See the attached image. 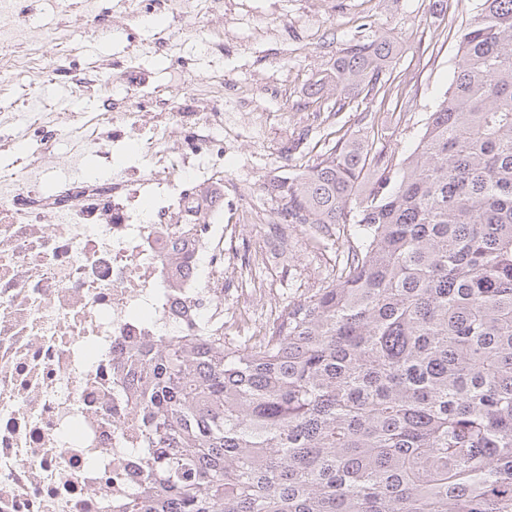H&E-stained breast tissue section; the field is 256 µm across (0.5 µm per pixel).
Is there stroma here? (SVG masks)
Returning <instances> with one entry per match:
<instances>
[{
	"label": "stroma",
	"mask_w": 512,
	"mask_h": 512,
	"mask_svg": "<svg viewBox=\"0 0 512 512\" xmlns=\"http://www.w3.org/2000/svg\"><path fill=\"white\" fill-rule=\"evenodd\" d=\"M479 0H225L224 107L236 109L237 91L261 83L266 93L256 110L240 120L243 137L226 156L224 212L254 224L259 239L274 248L288 239V253L252 268L254 282L270 285L264 304L283 305L289 296L319 287L334 254L319 245L313 227L281 229L279 199L266 184L281 173L316 162L322 135L359 141L400 168L415 148L431 112L447 90L458 62L462 23ZM390 34L393 59L388 81L369 121L356 104L330 113L326 99L309 91L330 73L350 41ZM251 189L254 215H241L235 197L240 185Z\"/></svg>",
	"instance_id": "stroma-1"
}]
</instances>
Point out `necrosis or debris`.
<instances>
[{"label": "necrosis or debris", "mask_w": 512, "mask_h": 512, "mask_svg": "<svg viewBox=\"0 0 512 512\" xmlns=\"http://www.w3.org/2000/svg\"><path fill=\"white\" fill-rule=\"evenodd\" d=\"M53 23L0 0V512H121L148 482L142 414L125 397L131 354L168 336H198L224 318L223 68L178 54L169 68L191 91L146 89L138 56L81 66L71 29L111 5L121 19L162 11L184 28L155 31L151 49L198 39L224 47V0H54ZM72 60L70 93L96 112L35 94L48 52ZM62 147L81 180L50 168Z\"/></svg>", "instance_id": "1"}]
</instances>
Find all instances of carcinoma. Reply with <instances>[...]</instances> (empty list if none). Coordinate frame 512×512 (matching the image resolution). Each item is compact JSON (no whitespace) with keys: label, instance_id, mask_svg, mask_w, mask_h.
Wrapping results in <instances>:
<instances>
[{"label":"carcinoma","instance_id":"cac0c4a2","mask_svg":"<svg viewBox=\"0 0 512 512\" xmlns=\"http://www.w3.org/2000/svg\"><path fill=\"white\" fill-rule=\"evenodd\" d=\"M392 52L352 42L310 95L374 103ZM459 52L397 174L340 137L268 186L281 224L352 225L340 276L268 336L139 357L132 512H512V0H480Z\"/></svg>","mask_w":512,"mask_h":512}]
</instances>
